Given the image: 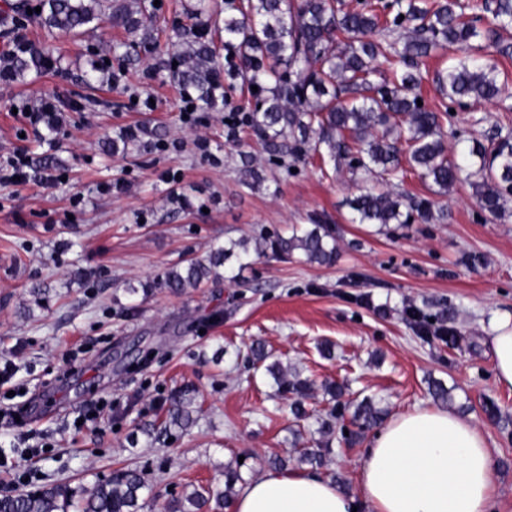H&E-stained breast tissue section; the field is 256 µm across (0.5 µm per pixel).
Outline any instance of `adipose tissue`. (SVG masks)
Segmentation results:
<instances>
[{
  "instance_id": "adipose-tissue-1",
  "label": "adipose tissue",
  "mask_w": 512,
  "mask_h": 512,
  "mask_svg": "<svg viewBox=\"0 0 512 512\" xmlns=\"http://www.w3.org/2000/svg\"><path fill=\"white\" fill-rule=\"evenodd\" d=\"M490 343L498 386L512 391V315L496 317ZM496 464L483 431L442 409L390 418L359 463V491L294 471H268L229 502L226 512H492Z\"/></svg>"
}]
</instances>
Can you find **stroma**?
<instances>
[{
	"instance_id": "obj_1",
	"label": "stroma",
	"mask_w": 512,
	"mask_h": 512,
	"mask_svg": "<svg viewBox=\"0 0 512 512\" xmlns=\"http://www.w3.org/2000/svg\"><path fill=\"white\" fill-rule=\"evenodd\" d=\"M181 3L154 7L155 52L107 23L78 38L24 26L32 49L51 47L57 61L0 81V163L17 150L31 163L25 183H0V368H13L0 384V409L34 408L25 426L0 420L10 461L0 468V496L88 483L128 466L148 473L146 512H163L170 489L221 480L228 462L239 461L249 481L273 458L319 448V435L297 427L288 400L254 366L249 346L259 340L315 382L307 406L318 411L330 380L392 416L434 407L429 385L442 382L448 409L484 431L499 500L512 506V425L484 410L492 402L512 418V391L494 382L489 341L491 319L512 314V207L493 216L470 184L437 194L410 170L403 191L433 199L447 221L351 223L346 200L357 187L348 168L325 173L309 158L282 164L252 135L227 139L229 109L252 107L240 82H225L219 110L185 120L166 50L183 23ZM481 54L505 91L455 105L452 155L474 138L512 136V55L488 43ZM94 61L107 84L87 83ZM46 100L55 104L51 136L23 115ZM245 154L266 177L261 188L242 181ZM316 220L336 239L334 265L268 251L233 283L218 279L182 295L158 288L144 301L125 291L224 241L286 236ZM38 283L54 290L48 308L32 306ZM433 322L447 325V338L424 334ZM185 386L198 405L190 432L164 446L130 447L133 428L154 421ZM91 408L100 419L75 427ZM340 423L322 465L309 471L354 496L374 432Z\"/></svg>"
}]
</instances>
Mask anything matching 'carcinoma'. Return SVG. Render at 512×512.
<instances>
[{"label":"carcinoma","mask_w":512,"mask_h":512,"mask_svg":"<svg viewBox=\"0 0 512 512\" xmlns=\"http://www.w3.org/2000/svg\"><path fill=\"white\" fill-rule=\"evenodd\" d=\"M396 4L398 11L383 23L366 3L351 10L343 0H230L222 28L224 48L233 50L237 59L223 70L208 37L205 9H192L187 11L191 25L178 42L172 77L207 111L218 109L223 101L217 94L222 77L239 80L248 89L257 87L251 93L255 108L227 124L228 137L234 139L239 130L247 129L265 152L281 161L298 157L310 143L313 152L327 155L336 167L344 163L353 173L362 170L382 178L397 171L404 151L411 168L440 193L478 176L472 186L480 207L492 215L503 214L512 199V139L504 137L491 148L473 141L465 152L467 162H478L471 174L448 157L449 113L418 105L413 90L420 66L433 52L489 33L466 19L465 9L491 15L496 29L507 32L512 29V0H475L466 8L458 0H438L430 7L417 0ZM40 7L36 21L44 28L77 36L92 24L110 21L139 37L148 50L159 48L145 26L144 0H121L108 15L101 12V0H41ZM401 28L405 34L391 38ZM339 34L347 35V42H336ZM49 61L46 51L19 56L0 73V80L11 82ZM374 76L380 81H373ZM438 84L442 95L458 102L493 101L504 90L495 66L471 56L450 65L438 76ZM346 204L354 224H405L413 211L424 222L445 217L442 210L433 213L432 200L413 199L392 189L362 188ZM268 248L285 257L299 251L319 265H332L338 258L334 238L326 225L318 223L296 225L290 236H276ZM250 257L247 240L231 241L213 248L204 259L170 267L154 287L182 294L210 280L234 282ZM266 370L281 393L294 395L295 418H307L303 398L311 384L288 377L277 362ZM324 391L333 406L326 417H316V432L329 435L344 390L330 383ZM193 404L190 393L180 391L161 407L160 417L139 431L151 445L184 434L196 422ZM383 415L368 399L354 411L355 421L364 428L377 425ZM240 480L238 469L229 464L224 467V486L202 485L174 494L164 512H224ZM151 494L143 471L120 468L91 485L62 482L1 496L0 512H144Z\"/></svg>","instance_id":"carcinoma-1"}]
</instances>
